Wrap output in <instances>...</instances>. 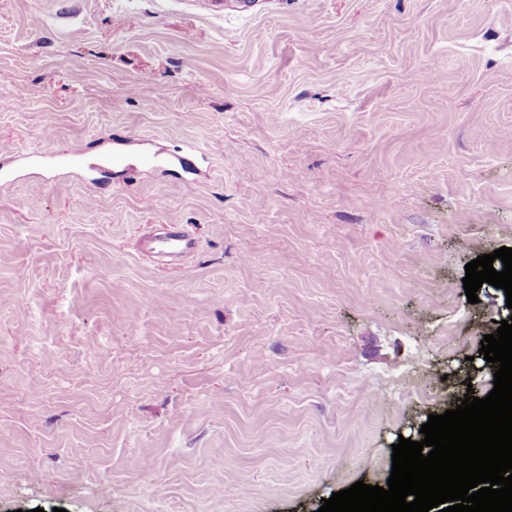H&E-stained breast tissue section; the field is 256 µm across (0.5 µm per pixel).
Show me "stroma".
I'll list each match as a JSON object with an SVG mask.
<instances>
[{
    "instance_id": "1",
    "label": "stroma",
    "mask_w": 512,
    "mask_h": 512,
    "mask_svg": "<svg viewBox=\"0 0 512 512\" xmlns=\"http://www.w3.org/2000/svg\"><path fill=\"white\" fill-rule=\"evenodd\" d=\"M1 95L0 164L88 156L0 181V512H318L492 391L512 0H0ZM118 134L210 170L91 175ZM87 155V146L83 143H74L63 154H53L48 152H17V160H28L31 158H41L52 167H63L72 162H80ZM196 247V239L186 229L166 224L139 239V251L163 264L181 262Z\"/></svg>"
}]
</instances>
